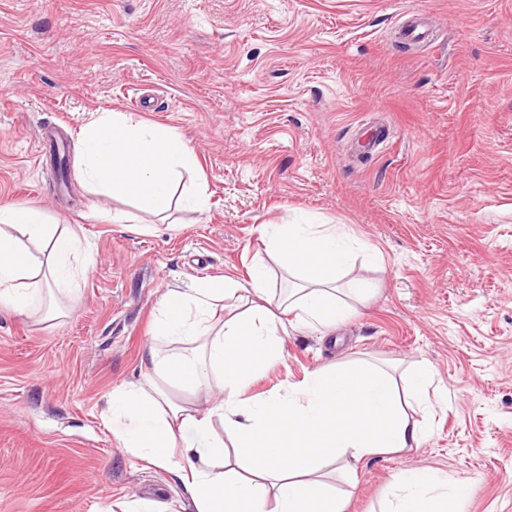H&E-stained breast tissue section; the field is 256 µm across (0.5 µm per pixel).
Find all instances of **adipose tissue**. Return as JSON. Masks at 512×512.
<instances>
[{"mask_svg":"<svg viewBox=\"0 0 512 512\" xmlns=\"http://www.w3.org/2000/svg\"><path fill=\"white\" fill-rule=\"evenodd\" d=\"M78 153L79 176L90 192L136 200L156 215L172 202L175 176L195 166L180 134L125 112L84 125ZM18 227L27 240L15 236ZM260 233L268 259L253 264L248 281L198 282L165 294L156 343L141 360L143 380L113 389L106 420L130 455L183 487L195 512H346L326 470L419 447L425 431L405 410L390 373L363 360L314 370L282 394L244 397L283 358L281 312L328 330L370 294L364 280L340 284L353 257L343 225L310 216L261 225ZM32 240L42 243L41 254L29 248ZM272 261L294 279L287 296L268 292ZM92 265L78 238L56 232L40 208H0L1 307L57 319L61 297L75 296L78 274ZM232 298L244 310L218 314V304ZM214 385L221 399L198 409L196 396ZM219 425L233 435V451L217 435ZM466 494L440 472L409 469L394 477L380 512H459Z\"/></svg>","mask_w":512,"mask_h":512,"instance_id":"obj_1","label":"adipose tissue"}]
</instances>
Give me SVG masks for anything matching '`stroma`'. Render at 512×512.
I'll list each match as a JSON object with an SVG mask.
<instances>
[{
	"instance_id": "obj_1",
	"label": "stroma",
	"mask_w": 512,
	"mask_h": 512,
	"mask_svg": "<svg viewBox=\"0 0 512 512\" xmlns=\"http://www.w3.org/2000/svg\"><path fill=\"white\" fill-rule=\"evenodd\" d=\"M414 9L445 23L424 49L393 35ZM133 111L186 140L204 210L59 184L44 127L73 147ZM370 126L388 131L374 149ZM24 203L95 261L61 319L0 308V512H183L181 485L116 445L105 401L138 379L168 290L246 279L261 225L301 214L346 225V276L372 294L333 330L289 328L246 396L359 359L428 365L420 447L328 483L378 512L396 474L431 468L474 486L463 512H512V0H0V206Z\"/></svg>"
}]
</instances>
